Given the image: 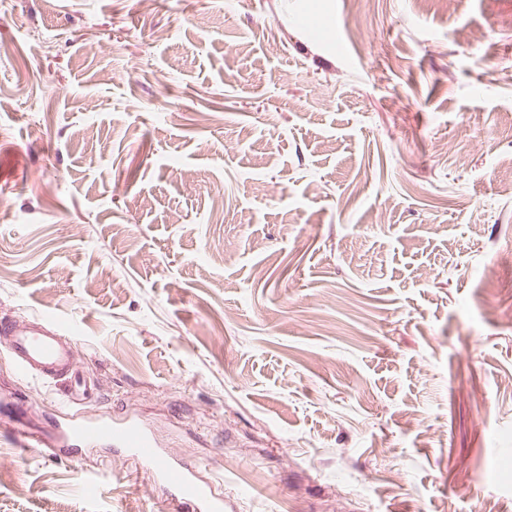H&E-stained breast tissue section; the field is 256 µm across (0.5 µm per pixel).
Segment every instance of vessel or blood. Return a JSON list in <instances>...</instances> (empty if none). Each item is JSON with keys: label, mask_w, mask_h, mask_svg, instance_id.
I'll use <instances>...</instances> for the list:
<instances>
[{"label": "vessel or blood", "mask_w": 512, "mask_h": 512, "mask_svg": "<svg viewBox=\"0 0 512 512\" xmlns=\"http://www.w3.org/2000/svg\"><path fill=\"white\" fill-rule=\"evenodd\" d=\"M0 336L8 339L9 356L20 375L43 384L68 382L65 400L70 404L91 392V385L80 378L72 362L77 339L65 335L60 326L35 323L19 329L12 320L1 318ZM36 403L31 395L0 397V425L18 438L24 448L56 453L64 448L108 443L125 449L136 461L152 464L156 477L172 488L170 501L174 506L188 504L193 512H225L227 502L220 487L212 481H201L195 470L166 456L141 422L126 419L84 424L58 419L49 426H36L29 422Z\"/></svg>", "instance_id": "b4317fda"}]
</instances>
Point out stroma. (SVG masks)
<instances>
[{
	"label": "stroma",
	"mask_w": 512,
	"mask_h": 512,
	"mask_svg": "<svg viewBox=\"0 0 512 512\" xmlns=\"http://www.w3.org/2000/svg\"><path fill=\"white\" fill-rule=\"evenodd\" d=\"M36 316L73 414L232 512H512V0H0V318ZM0 512L173 510L0 429Z\"/></svg>",
	"instance_id": "obj_1"
}]
</instances>
